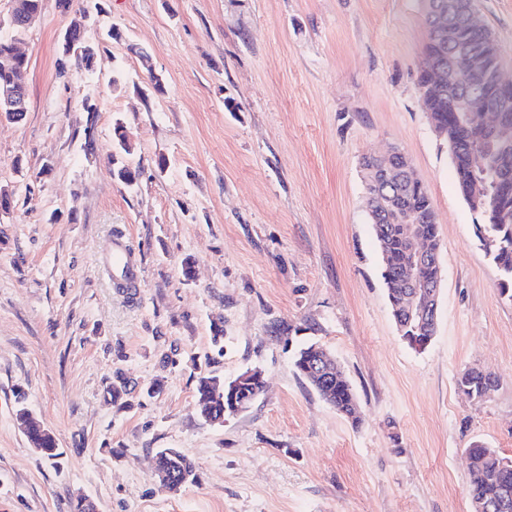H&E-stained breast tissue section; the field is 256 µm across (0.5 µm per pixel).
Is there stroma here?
<instances>
[{"label": "stroma", "instance_id": "35a3bbf8", "mask_svg": "<svg viewBox=\"0 0 512 512\" xmlns=\"http://www.w3.org/2000/svg\"><path fill=\"white\" fill-rule=\"evenodd\" d=\"M475 5L512 73V0ZM75 19L97 47L89 70L58 65ZM427 41L425 0H42L19 41L28 110L0 119V512H73L81 496L95 512H472L469 444L512 459V300L425 113ZM118 122L131 186L112 175ZM394 148L441 240L421 350L393 319L360 167ZM118 237L131 295L109 273ZM302 343L335 357L359 424L296 375ZM469 366L498 378L486 401L457 388ZM250 368L261 396L206 423L198 376ZM118 373L131 407L105 397ZM20 392L56 459L21 430ZM159 448L187 455L196 482L162 489ZM110 266L117 270H127V276L132 284H135V275L133 273L132 252L128 246L120 241L112 243V252L110 254Z\"/></svg>", "mask_w": 512, "mask_h": 512}]
</instances>
